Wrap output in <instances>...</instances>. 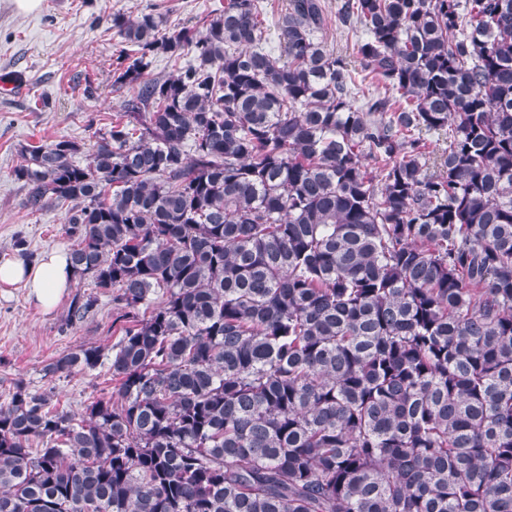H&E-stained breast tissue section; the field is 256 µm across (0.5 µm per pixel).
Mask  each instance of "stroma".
I'll return each instance as SVG.
<instances>
[{"mask_svg":"<svg viewBox=\"0 0 512 512\" xmlns=\"http://www.w3.org/2000/svg\"><path fill=\"white\" fill-rule=\"evenodd\" d=\"M224 0H42L30 13L0 0V76L16 74L12 90H0V259L25 255L36 260L69 250L64 207L39 213L23 206L24 191L14 168L21 150L60 139L77 142L78 163H87L104 120L120 109L122 93L112 88V63L125 45L106 21L121 10L159 14L165 28L205 27ZM25 247H17V240ZM71 293L53 310L30 300L25 288L0 291V396L15 384L51 389L60 406L78 413L84 404L111 391L107 370L72 372L50 379L43 368L60 353L90 345L111 346L112 296L100 294L85 322L65 327Z\"/></svg>","mask_w":512,"mask_h":512,"instance_id":"35a3bbf8","label":"stroma"}]
</instances>
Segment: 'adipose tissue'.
I'll return each instance as SVG.
<instances>
[{
  "label": "adipose tissue",
  "instance_id": "adipose-tissue-1",
  "mask_svg": "<svg viewBox=\"0 0 512 512\" xmlns=\"http://www.w3.org/2000/svg\"><path fill=\"white\" fill-rule=\"evenodd\" d=\"M74 281L67 256L52 252L37 261L20 257L0 261V288L23 286L41 307L52 308Z\"/></svg>",
  "mask_w": 512,
  "mask_h": 512
}]
</instances>
